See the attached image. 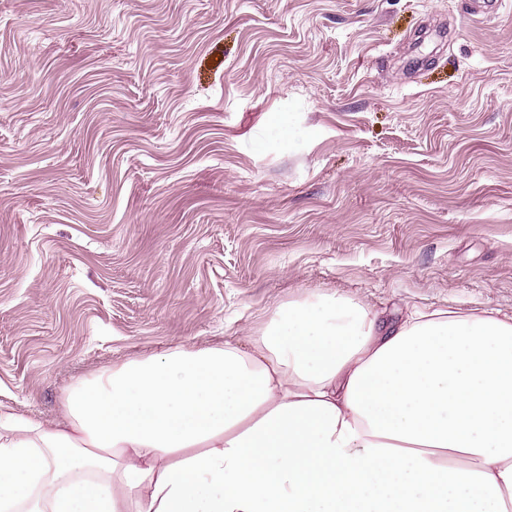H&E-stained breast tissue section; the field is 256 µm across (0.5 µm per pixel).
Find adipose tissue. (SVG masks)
I'll return each instance as SVG.
<instances>
[{
    "label": "adipose tissue",
    "mask_w": 512,
    "mask_h": 512,
    "mask_svg": "<svg viewBox=\"0 0 512 512\" xmlns=\"http://www.w3.org/2000/svg\"><path fill=\"white\" fill-rule=\"evenodd\" d=\"M0 512H512V315L309 292L0 410Z\"/></svg>",
    "instance_id": "adipose-tissue-1"
}]
</instances>
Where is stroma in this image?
I'll return each instance as SVG.
<instances>
[{
    "instance_id": "35a3bbf8",
    "label": "stroma",
    "mask_w": 512,
    "mask_h": 512,
    "mask_svg": "<svg viewBox=\"0 0 512 512\" xmlns=\"http://www.w3.org/2000/svg\"><path fill=\"white\" fill-rule=\"evenodd\" d=\"M0 0V403L307 291L512 314V0Z\"/></svg>"
}]
</instances>
